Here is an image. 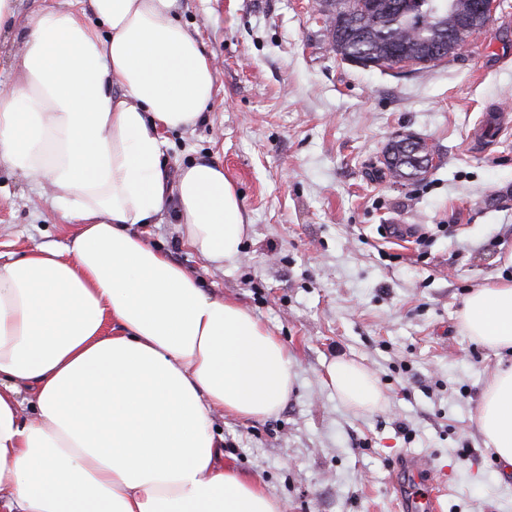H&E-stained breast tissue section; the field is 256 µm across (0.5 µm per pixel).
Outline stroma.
Masks as SVG:
<instances>
[{
    "mask_svg": "<svg viewBox=\"0 0 512 512\" xmlns=\"http://www.w3.org/2000/svg\"><path fill=\"white\" fill-rule=\"evenodd\" d=\"M64 0H18L0 36V84L32 14ZM180 17L218 68L204 120L166 135L169 178L215 160L250 220L243 256L216 269L184 245L175 208L142 232L202 288L247 307L295 360L277 413L218 419L224 464L260 478L281 512H399L389 479L405 452L447 473L442 512H512L503 471L473 420L499 358L458 329L471 290L512 252V130L473 149L512 113V0L487 36L423 69H361L328 48L315 0H181ZM434 150L423 180L382 171L401 135ZM73 226L37 183L0 170V251L64 243ZM354 359L388 399L344 407L326 365Z\"/></svg>",
    "mask_w": 512,
    "mask_h": 512,
    "instance_id": "35a3bbf8",
    "label": "stroma"
}]
</instances>
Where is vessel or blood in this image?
<instances>
[{
    "label": "vessel or blood",
    "instance_id": "vessel-or-blood-1",
    "mask_svg": "<svg viewBox=\"0 0 512 512\" xmlns=\"http://www.w3.org/2000/svg\"><path fill=\"white\" fill-rule=\"evenodd\" d=\"M392 486L401 512H437L445 494L442 476L425 458L407 454L392 474Z\"/></svg>",
    "mask_w": 512,
    "mask_h": 512
}]
</instances>
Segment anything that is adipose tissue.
I'll return each instance as SVG.
<instances>
[{"mask_svg":"<svg viewBox=\"0 0 512 512\" xmlns=\"http://www.w3.org/2000/svg\"><path fill=\"white\" fill-rule=\"evenodd\" d=\"M30 18L0 87V168L38 180L75 222L63 245L0 257V512H280L225 467L217 416L278 412L296 382L278 336L149 244L134 225L174 202L186 245L216 268L241 257L247 220L220 164L169 180L164 134L194 129L217 71L179 0H78ZM459 330L512 353V278L467 294ZM348 408L386 400L375 374L331 361ZM512 470V364L474 415Z\"/></svg>","mask_w":512,"mask_h":512,"instance_id":"ef3b65f1","label":"adipose tissue"}]
</instances>
